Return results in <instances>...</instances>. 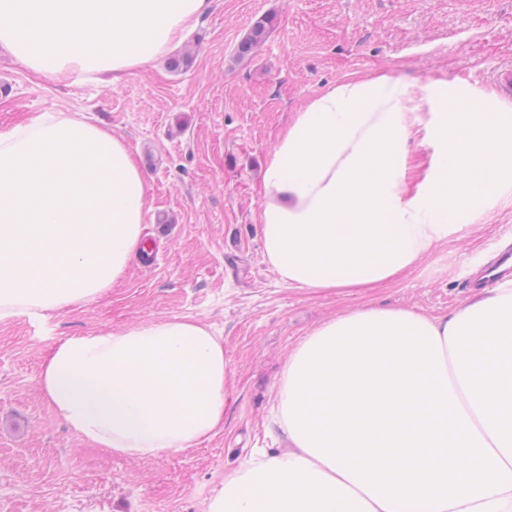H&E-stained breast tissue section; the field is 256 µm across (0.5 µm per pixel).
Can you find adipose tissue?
I'll use <instances>...</instances> for the list:
<instances>
[{
    "mask_svg": "<svg viewBox=\"0 0 512 512\" xmlns=\"http://www.w3.org/2000/svg\"><path fill=\"white\" fill-rule=\"evenodd\" d=\"M215 0H0V46L69 86L119 83L178 48ZM430 109L426 126L412 113ZM431 166L412 180L409 146ZM263 247L283 283L369 294L512 201V107L348 79L279 135L262 174ZM135 154L82 113L0 128V321L103 297L143 254ZM40 385L91 443L130 456L224 429V347L200 322L150 321L50 348ZM286 446L225 473L211 512H512V281L440 318L372 303L323 322L275 389Z\"/></svg>",
    "mask_w": 512,
    "mask_h": 512,
    "instance_id": "ef3b65f1",
    "label": "adipose tissue"
}]
</instances>
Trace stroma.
Wrapping results in <instances>:
<instances>
[{
	"mask_svg": "<svg viewBox=\"0 0 512 512\" xmlns=\"http://www.w3.org/2000/svg\"><path fill=\"white\" fill-rule=\"evenodd\" d=\"M265 41L238 59L254 24ZM169 63L116 86H65L0 50V127L46 111L86 114L137 152L153 198L133 262L102 298L54 316L0 321V512H210L226 471L277 450L273 386L289 351L320 323L365 303L441 317L512 238V204L465 215L371 297L288 287L268 262L260 173L295 114L337 83L389 73L449 95L499 91L512 69V0H215ZM194 319L224 345L233 396L224 430L189 450L119 455L81 438L39 383L49 347L145 320Z\"/></svg>",
	"mask_w": 512,
	"mask_h": 512,
	"instance_id": "obj_1",
	"label": "stroma"
}]
</instances>
